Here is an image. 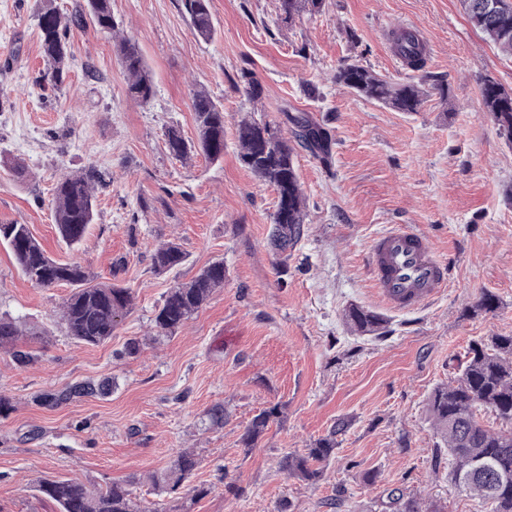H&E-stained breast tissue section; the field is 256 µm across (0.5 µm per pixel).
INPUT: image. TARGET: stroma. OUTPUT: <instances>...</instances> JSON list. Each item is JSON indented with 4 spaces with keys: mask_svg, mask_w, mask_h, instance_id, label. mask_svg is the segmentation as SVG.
<instances>
[{
    "mask_svg": "<svg viewBox=\"0 0 512 512\" xmlns=\"http://www.w3.org/2000/svg\"><path fill=\"white\" fill-rule=\"evenodd\" d=\"M42 5L0 0V224L28 225L50 257L130 288L134 301L111 339L76 342L60 320L71 286L31 283L0 243V314L22 322L17 348L34 356L21 366L0 348V395L11 404L0 415V512H57L35 489L44 477L121 482L167 512H382L394 488L444 512H490L453 488L427 403L472 341L512 335V145L481 97L486 78L512 89V56L460 0H323L290 23L278 0H211L209 42L180 0H112L154 83L143 103L126 93L113 39L90 24L69 36L63 86H40ZM404 31L425 48L423 70L396 51ZM348 62L421 84L422 106L399 112L336 83ZM245 71L262 85L257 102L244 94ZM200 90L224 109L217 162L182 161L166 145L172 128L196 140ZM295 117L330 130L332 164L302 148L294 155L306 232L283 271L269 246L277 194L240 161L237 130L266 120L287 137ZM18 160L25 176L13 170ZM90 167L96 216L71 249L54 222L53 188L61 172ZM401 225L423 232L448 267L441 293L412 311L387 305L368 264L373 240ZM170 242L187 260L156 273L152 254ZM217 260L223 288L158 335L153 319L169 288ZM486 294L494 311L478 308ZM353 305L379 314L384 334L353 332L344 318ZM132 339L140 351L124 356ZM105 380L108 394L40 402ZM217 405L220 425L208 418ZM273 406L256 448L244 449L252 418ZM340 421L321 480L282 470L284 453H305ZM186 450L197 468L177 493L163 492L154 477Z\"/></svg>",
    "mask_w": 512,
    "mask_h": 512,
    "instance_id": "stroma-1",
    "label": "stroma"
}]
</instances>
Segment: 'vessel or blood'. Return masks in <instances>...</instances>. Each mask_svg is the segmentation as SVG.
Instances as JSON below:
<instances>
[{"label":"vessel or blood","mask_w":512,"mask_h":512,"mask_svg":"<svg viewBox=\"0 0 512 512\" xmlns=\"http://www.w3.org/2000/svg\"><path fill=\"white\" fill-rule=\"evenodd\" d=\"M370 268L387 304L402 311L433 298L447 280V267L427 237L410 226L376 237L370 251Z\"/></svg>","instance_id":"vessel-or-blood-1"}]
</instances>
